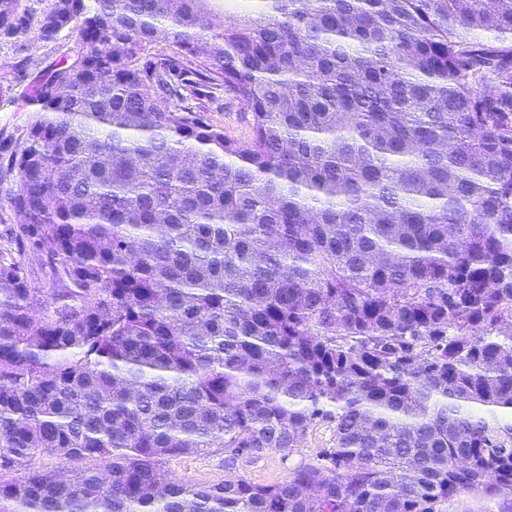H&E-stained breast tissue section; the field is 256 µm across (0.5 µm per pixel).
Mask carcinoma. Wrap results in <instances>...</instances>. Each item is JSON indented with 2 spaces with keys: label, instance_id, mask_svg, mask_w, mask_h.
Instances as JSON below:
<instances>
[{
  "label": "carcinoma",
  "instance_id": "obj_1",
  "mask_svg": "<svg viewBox=\"0 0 512 512\" xmlns=\"http://www.w3.org/2000/svg\"><path fill=\"white\" fill-rule=\"evenodd\" d=\"M249 2L54 0L40 20L82 51L26 87L3 149L0 512L512 497V423L481 415L512 414V0ZM25 26L0 0V35ZM160 38L181 59H145ZM28 251L55 279L42 300ZM320 421L333 446L282 483L161 464L297 448ZM201 96L196 100L202 104L207 112H204L209 121L217 126L224 127V132L240 141H247L250 130L245 118L238 112V106L232 104L224 96V88L201 84L198 87ZM18 190L15 180L8 179L0 181V245L8 244L11 230L16 229L17 219L10 208L9 198Z\"/></svg>",
  "mask_w": 512,
  "mask_h": 512
}]
</instances>
